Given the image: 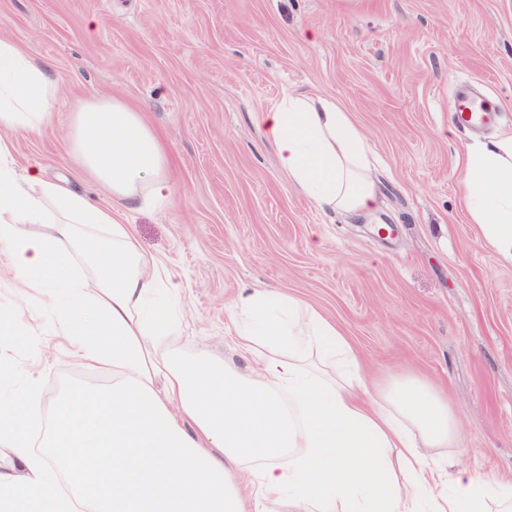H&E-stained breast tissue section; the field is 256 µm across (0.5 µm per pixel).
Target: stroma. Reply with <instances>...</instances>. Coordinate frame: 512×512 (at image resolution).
<instances>
[{
	"label": "stroma",
	"instance_id": "35a3bbf8",
	"mask_svg": "<svg viewBox=\"0 0 512 512\" xmlns=\"http://www.w3.org/2000/svg\"><path fill=\"white\" fill-rule=\"evenodd\" d=\"M0 38L49 62L53 127L6 133L17 162L38 158L102 202L70 157L71 110L118 98L163 140L173 193L127 213L141 250L182 290L173 345L250 374L235 349L246 289L271 288L331 318L373 370L446 389L462 436L457 466L512 481V263L472 224L465 148L512 134V0H0ZM500 108L481 131L449 107L459 84ZM321 93L363 135L376 211L319 208L281 173L250 115ZM22 311L37 345L0 362L44 368L47 398L104 376L59 358L39 303L0 273V312Z\"/></svg>",
	"mask_w": 512,
	"mask_h": 512
}]
</instances>
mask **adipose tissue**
Listing matches in <instances>:
<instances>
[{"label": "adipose tissue", "instance_id": "ef3b65f1", "mask_svg": "<svg viewBox=\"0 0 512 512\" xmlns=\"http://www.w3.org/2000/svg\"><path fill=\"white\" fill-rule=\"evenodd\" d=\"M49 69L0 39V133L53 124ZM253 118L299 193L378 207L362 134L335 101L289 96ZM70 152L111 206L46 179L39 160L16 174L0 140V267L52 311L58 354L110 381L71 388L45 422L38 372L16 385L0 370V512H512V481L451 474L436 456L461 445L442 390L369 376L336 325L291 296H239L250 375L173 350L179 291L117 218L171 194L163 141L128 103L92 98ZM462 186L485 242L512 260V137L468 145Z\"/></svg>", "mask_w": 512, "mask_h": 512}]
</instances>
